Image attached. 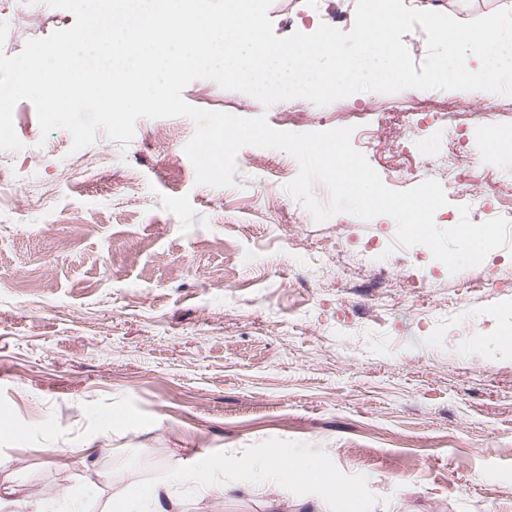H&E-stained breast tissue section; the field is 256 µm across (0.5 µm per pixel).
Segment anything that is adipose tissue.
Returning <instances> with one entry per match:
<instances>
[{
  "instance_id": "obj_1",
  "label": "adipose tissue",
  "mask_w": 512,
  "mask_h": 512,
  "mask_svg": "<svg viewBox=\"0 0 512 512\" xmlns=\"http://www.w3.org/2000/svg\"><path fill=\"white\" fill-rule=\"evenodd\" d=\"M258 470L260 482L285 485L294 480L308 484L314 486L318 494L333 505L334 512H350L352 496L340 489L325 460L297 455L280 459L268 454L264 456Z\"/></svg>"
}]
</instances>
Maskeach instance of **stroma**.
<instances>
[{
	"label": "stroma",
	"instance_id": "obj_1",
	"mask_svg": "<svg viewBox=\"0 0 512 512\" xmlns=\"http://www.w3.org/2000/svg\"><path fill=\"white\" fill-rule=\"evenodd\" d=\"M277 36L314 32L321 0H273ZM0 52L70 28L74 15L0 0ZM190 105L266 115L296 133L345 126L393 190L437 180L482 221L512 206V96L485 91L357 92L289 116L282 104L196 80ZM458 109L448 127L410 123ZM22 150H0V486L14 512L69 489L93 512L139 486L171 484L170 512H328L310 489L252 493L269 448L325 459L354 512H512V240L483 277L450 274L423 245L393 248L396 224L337 214L315 222L284 186L288 153L237 155L234 186L197 184L185 117L139 119L128 146L98 133L72 151L19 101ZM377 240L386 258L361 251ZM239 465L221 469L225 456ZM195 465L213 490L176 483ZM238 490L224 494L222 485Z\"/></svg>",
	"mask_w": 512,
	"mask_h": 512
}]
</instances>
